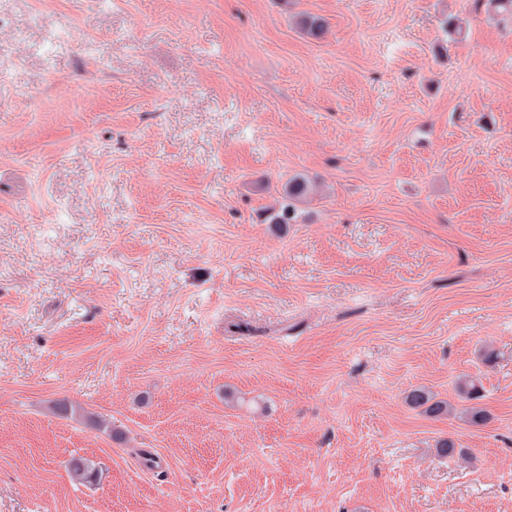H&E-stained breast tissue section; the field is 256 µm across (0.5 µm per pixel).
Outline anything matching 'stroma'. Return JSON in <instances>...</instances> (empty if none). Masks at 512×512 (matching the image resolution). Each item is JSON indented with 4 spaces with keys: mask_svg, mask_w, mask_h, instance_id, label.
<instances>
[{
    "mask_svg": "<svg viewBox=\"0 0 512 512\" xmlns=\"http://www.w3.org/2000/svg\"><path fill=\"white\" fill-rule=\"evenodd\" d=\"M0 512H512V16L0 0ZM315 192V187L306 178L295 177L288 181L285 199L270 209L271 224H293L292 222L296 219L297 204L306 202ZM407 399L411 405L426 407L425 411L433 417L460 414V417L466 418L470 423L476 425L483 424L487 419L485 410L478 404L457 408L448 401L434 400L424 389H414L409 393Z\"/></svg>",
    "mask_w": 512,
    "mask_h": 512,
    "instance_id": "obj_1",
    "label": "stroma"
}]
</instances>
